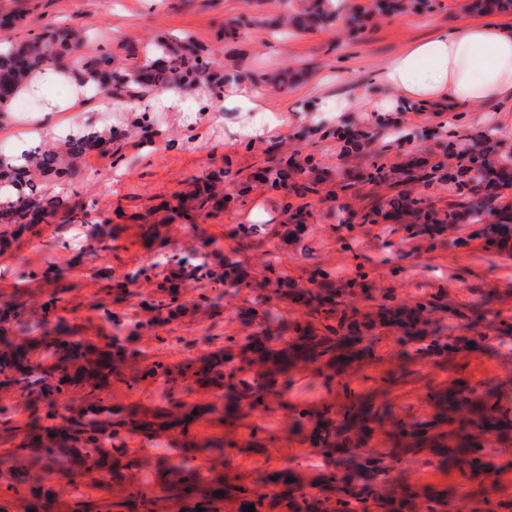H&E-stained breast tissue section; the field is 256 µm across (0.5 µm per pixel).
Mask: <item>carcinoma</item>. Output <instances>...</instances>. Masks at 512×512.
I'll return each mask as SVG.
<instances>
[{
    "label": "carcinoma",
    "mask_w": 512,
    "mask_h": 512,
    "mask_svg": "<svg viewBox=\"0 0 512 512\" xmlns=\"http://www.w3.org/2000/svg\"><path fill=\"white\" fill-rule=\"evenodd\" d=\"M343 21L349 32L363 31L357 12L346 0H306L290 25L303 29L329 26ZM254 21L234 19L224 26V39L234 41ZM84 43V33L73 27L49 25L21 41L0 42V113L8 111L16 89L28 75L51 68L75 73L92 96L107 95L132 108L160 90L203 91L208 100L219 101L228 82L246 80L247 72L236 66L225 70L189 35L155 41L144 63L114 66L112 53L85 61L73 57ZM135 128L147 143L165 138L152 112L142 110ZM322 135L342 143L343 151L364 161L352 176L364 185L389 184L397 193L374 198L361 216L365 224H378L406 214L420 224H454L464 216L472 224H506L512 214L498 208L482 194L483 185L495 182L497 168L489 163L497 143L490 137L461 151L457 163L472 170V179L456 186L460 198L439 212L429 200L404 189L407 184L427 187L448 179V148L430 153L421 162L401 169L387 165L384 149H369L371 130L360 127L338 130L324 127ZM123 130L100 131L90 125L65 135L59 144L33 145L18 161L0 160V248L34 229L37 217L70 219L82 211L72 182L76 164L91 155H109L113 163L123 161ZM316 161L284 152L274 154L264 169V182L274 190L296 197L319 193ZM230 202L205 185L195 190L190 207L162 204L167 218H189L190 210L220 209ZM294 232L302 231L312 211L309 205L285 204ZM266 228L239 224L232 236L238 248L263 246ZM116 239L109 230L91 239V252L112 249ZM263 293L254 306L240 315L258 328L244 338L224 337V347L207 356L171 365L147 361L136 349L116 344L110 336L93 340L81 335V327L58 315L64 309L65 288L57 289L41 305V320L34 336L31 309L20 296L0 300V393L12 403L0 405V512L17 505L35 512H224L232 503L238 512L252 505L254 512H448L454 501H463L454 486L437 492L392 475L395 464L406 457L429 453L456 469L462 482L479 488L481 512H512V497L504 496L493 479L494 468L484 448L492 437L512 434V405L501 401L492 386L466 384L444 392L433 391L429 401L435 412L428 419L395 414L388 406L368 404L341 382L354 363L376 358L375 345L388 330L413 344L420 358L448 359V353L479 345L487 336L479 331L483 315H472L467 328L472 335L448 337L431 327V313L448 306L443 290L412 305L394 302L390 294H372L368 274L359 273L344 284L321 267L307 271L308 288H299L278 273L279 257L268 250ZM178 267L180 280H165L154 294L141 300L151 315L130 330L126 341L136 339V330L181 318L186 305L181 283L206 277L224 287L219 297L252 287V278L242 264L230 256L212 268L187 257L168 256ZM376 302V311L361 312L356 299ZM292 301L306 310L305 320L288 323L289 337L273 334L272 326L284 321L278 303ZM312 366L329 392L338 386L343 402H324L315 408L296 405L291 411L288 434L306 443L332 462L333 467L309 481L289 468L266 469L262 492L229 470L233 450L260 451L274 437L251 427L243 443L227 440L220 448L199 447L194 429L202 421L231 427L241 426L250 416L276 411L277 387L288 384V372ZM160 382L166 390L162 403L144 407L136 402L111 404L112 390L134 391L142 383ZM204 391L219 394L223 408L202 400L189 402L184 395ZM78 397V404L65 406L60 399ZM27 414V419L19 416ZM382 434L394 448L365 453L375 434ZM151 444L167 441L172 453L165 459L140 457L128 447L132 436ZM294 482H287V478Z\"/></svg>",
    "instance_id": "carcinoma-1"
}]
</instances>
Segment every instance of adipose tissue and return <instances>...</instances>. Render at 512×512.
I'll use <instances>...</instances> for the list:
<instances>
[{
    "label": "adipose tissue",
    "instance_id": "obj_1",
    "mask_svg": "<svg viewBox=\"0 0 512 512\" xmlns=\"http://www.w3.org/2000/svg\"><path fill=\"white\" fill-rule=\"evenodd\" d=\"M396 102L481 104L512 115V25L463 24L420 37L381 73Z\"/></svg>",
    "mask_w": 512,
    "mask_h": 512
}]
</instances>
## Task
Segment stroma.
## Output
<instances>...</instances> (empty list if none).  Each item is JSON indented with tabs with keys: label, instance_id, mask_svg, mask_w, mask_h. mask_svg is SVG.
<instances>
[{
	"label": "stroma",
	"instance_id": "1",
	"mask_svg": "<svg viewBox=\"0 0 512 512\" xmlns=\"http://www.w3.org/2000/svg\"><path fill=\"white\" fill-rule=\"evenodd\" d=\"M352 2L367 12L365 29L358 38L334 25L281 37L273 22L298 10L299 0H0V12L24 15L15 37H29L55 21L90 32L79 56L110 52L123 67L131 62L128 49H142L161 35L191 34L218 64L228 67L237 63L253 73L271 131L269 137L247 140L244 130L251 113L229 110L220 101L198 115L195 127H188L186 115L194 110L195 100L178 97L176 105L160 112L173 147L130 139L123 149L125 160L116 169L111 168L109 157H86L75 182L85 215L72 221L56 217L37 225L35 231L24 233L1 253L0 298L20 293L31 307H39L54 289L42 280L41 273L47 265H54L62 274L68 306L82 323L84 335L109 336L113 329L103 320L104 311L118 313L130 324L143 321L141 299L172 272L165 255H195L213 265L221 255L232 252L250 271L262 272L263 252H235L229 231L238 224H263L270 231L268 248L280 258L281 273L299 287L307 285L306 269L320 266L339 277L364 270L375 288L391 293L401 304L442 288L448 292V306L432 313L431 318L434 326L445 328L451 336L465 333L462 312L475 304L481 306L491 328L485 346L442 362L414 357L412 344L399 342L395 334L387 332L376 347L380 362L353 364L345 374L353 390L365 394L388 390L395 413L417 416L431 415L429 391L454 379L472 386L498 384L503 397L512 400V335L496 330L499 318L512 317V300L505 292L512 287V251L487 245L479 224H462L453 234L430 236L413 233L402 224L336 223V207L360 211L376 190L358 183L347 193H338V183L358 160L340 157L336 139L312 134L321 115L309 109L321 96L388 102L378 68L412 39L465 23L512 24V12L471 13L467 10L471 0H434L429 12L385 16L375 9L373 0ZM245 14L260 16L263 25L245 30L236 41H224L219 32L225 22ZM286 67L296 72L295 83L284 88L266 83V76ZM66 94L65 85L54 84L44 95L15 99L14 120L0 128V149L12 150L17 141L27 139L34 127L32 117L42 111L45 101L60 102ZM127 115V107L100 99L94 111L58 113L57 123L64 130L88 122L100 127L122 126ZM499 120V115L481 106L463 110L445 122L428 112L407 122L410 137L394 139L388 129H380L378 144L384 147L389 164L400 165L438 149L441 124L460 130L455 144L463 149L481 134L506 139V132L497 127ZM282 145L299 157H313L326 173L319 194L306 198L313 216L297 243L286 235L288 218L282 193L253 178L268 155ZM209 175L219 178L230 203L224 209L197 215L191 226L179 220L162 223L158 206L175 203L192 192L195 179ZM247 178L252 181L251 189L246 198L237 199L239 184ZM104 222L120 226L117 241L109 250L84 252L82 242L97 235ZM149 223L158 226L152 238L142 230ZM140 267L148 268L147 277L130 286L121 301H114L109 287ZM219 292V286L207 279L188 282L185 298L191 303L190 313L181 320L142 330L134 348L147 359L176 364L217 351L225 335H249L239 315L248 294L223 298ZM328 397L317 373L293 371L281 397L283 409L257 420L258 425L277 434V441L263 454L235 455L232 471L251 483L259 482L262 470L268 467H288L304 477L317 478L325 469L324 459L289 436L288 407L298 402L314 406Z\"/></svg>",
	"mask_w": 512,
	"mask_h": 512
}]
</instances>
